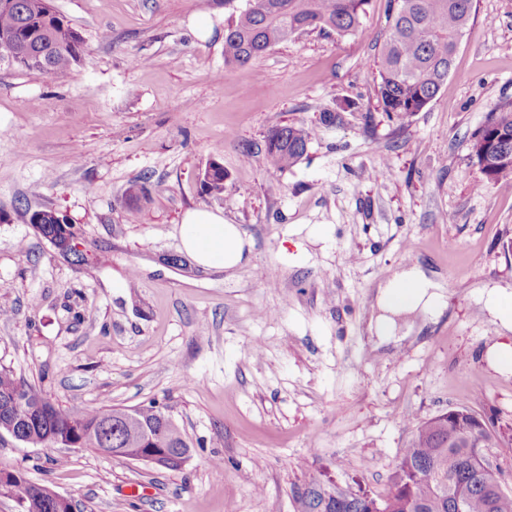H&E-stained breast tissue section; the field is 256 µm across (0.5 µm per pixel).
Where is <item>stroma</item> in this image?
<instances>
[{
	"mask_svg": "<svg viewBox=\"0 0 512 512\" xmlns=\"http://www.w3.org/2000/svg\"><path fill=\"white\" fill-rule=\"evenodd\" d=\"M247 3L53 0L85 61L64 76L0 65V367L65 410L157 402L192 448L171 471L0 443V469L76 512H301L316 493L383 495L418 423L458 407L512 438V372L486 359L512 333L479 302L481 287L512 289V193L486 184L471 149L512 100V0H475L447 87L401 124L376 80L388 0H370L355 34H296L228 69L224 25ZM327 109L340 126L321 125ZM291 124L311 129L308 155L270 170L264 138ZM213 162L219 195L200 183ZM43 208L70 218L84 263L30 224ZM194 208L238 226L241 266L181 256ZM403 263L441 282L447 307L373 347L372 292Z\"/></svg>",
	"mask_w": 512,
	"mask_h": 512,
	"instance_id": "1",
	"label": "stroma"
}]
</instances>
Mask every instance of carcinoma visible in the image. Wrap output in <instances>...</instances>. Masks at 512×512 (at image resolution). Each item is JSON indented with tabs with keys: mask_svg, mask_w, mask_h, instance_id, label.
Instances as JSON below:
<instances>
[{
	"mask_svg": "<svg viewBox=\"0 0 512 512\" xmlns=\"http://www.w3.org/2000/svg\"><path fill=\"white\" fill-rule=\"evenodd\" d=\"M368 0H249L248 6L224 27V68L244 67L271 47L305 31L355 33ZM390 25L378 70L382 111L390 121L403 122L424 109L448 82L455 52L474 12V0H389ZM30 44L32 54L16 57L10 66L46 75H65L87 55L83 37L51 4V0H0V50L16 41ZM311 131L303 125L271 129L264 140L268 166L288 170L307 155ZM472 153L486 181L500 185L512 176V101L496 106L472 134ZM201 187L208 194L224 192V168L210 164ZM29 223L42 225L43 237L65 232L66 215L55 209L35 210ZM42 403V417L29 426L27 444L90 448L102 451L112 432L107 406L74 413L48 401L31 384L0 368V402L15 397ZM160 406L138 407L149 434H125L122 448H164L173 433L157 419ZM477 413L459 408L418 425L403 449L390 478V489L376 500L385 512H512V494L491 489L477 469L471 442ZM7 492L22 512H48L37 502L29 479L13 482Z\"/></svg>",
	"mask_w": 512,
	"mask_h": 512,
	"instance_id": "1",
	"label": "carcinoma"
}]
</instances>
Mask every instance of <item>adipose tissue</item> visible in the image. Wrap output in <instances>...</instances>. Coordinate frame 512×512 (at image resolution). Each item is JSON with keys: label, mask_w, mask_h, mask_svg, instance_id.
<instances>
[{"label": "adipose tissue", "mask_w": 512, "mask_h": 512, "mask_svg": "<svg viewBox=\"0 0 512 512\" xmlns=\"http://www.w3.org/2000/svg\"><path fill=\"white\" fill-rule=\"evenodd\" d=\"M182 251L201 269H232L245 259L246 240L221 212H186L178 230ZM446 303L439 282L419 265L405 264L380 281L371 299L370 335L382 342L398 339L400 317H409L408 332H421L442 315Z\"/></svg>", "instance_id": "ef3b65f1"}]
</instances>
